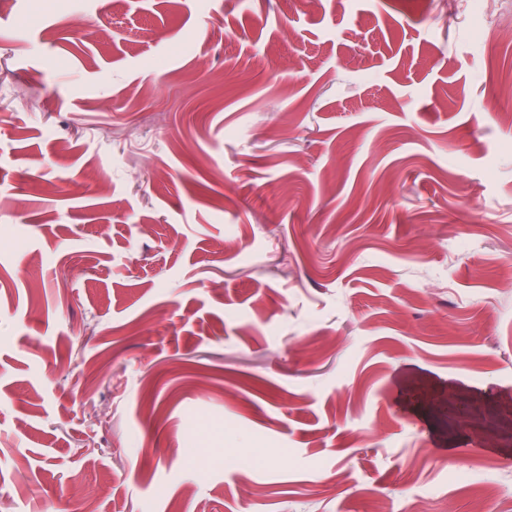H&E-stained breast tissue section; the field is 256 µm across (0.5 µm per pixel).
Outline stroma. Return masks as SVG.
<instances>
[{
  "label": "stroma",
  "instance_id": "stroma-1",
  "mask_svg": "<svg viewBox=\"0 0 512 512\" xmlns=\"http://www.w3.org/2000/svg\"><path fill=\"white\" fill-rule=\"evenodd\" d=\"M494 68L512 0H0V512H512Z\"/></svg>",
  "mask_w": 512,
  "mask_h": 512
}]
</instances>
